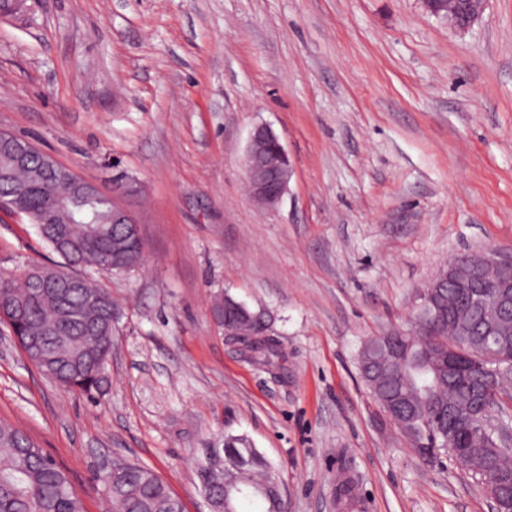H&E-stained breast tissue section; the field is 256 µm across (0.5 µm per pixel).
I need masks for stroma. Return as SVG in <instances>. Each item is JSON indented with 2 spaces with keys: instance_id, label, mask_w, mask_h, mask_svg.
Masks as SVG:
<instances>
[{
  "instance_id": "stroma-1",
  "label": "stroma",
  "mask_w": 512,
  "mask_h": 512,
  "mask_svg": "<svg viewBox=\"0 0 512 512\" xmlns=\"http://www.w3.org/2000/svg\"><path fill=\"white\" fill-rule=\"evenodd\" d=\"M291 162L273 210L245 185L254 125ZM110 189L144 261L112 295L109 385L63 389L0 324V418L66 472L85 512L123 457L185 512H209L198 464L225 433L279 471L287 512H492L468 471L415 453L358 370L408 328L464 250L512 248V0L457 31L421 0H25L0 19V131ZM0 211V273L61 264ZM227 294L269 317L280 376L210 315Z\"/></svg>"
}]
</instances>
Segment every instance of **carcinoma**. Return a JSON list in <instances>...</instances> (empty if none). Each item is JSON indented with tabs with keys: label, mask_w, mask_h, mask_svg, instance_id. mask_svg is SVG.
I'll return each instance as SVG.
<instances>
[{
	"label": "carcinoma",
	"mask_w": 512,
	"mask_h": 512,
	"mask_svg": "<svg viewBox=\"0 0 512 512\" xmlns=\"http://www.w3.org/2000/svg\"><path fill=\"white\" fill-rule=\"evenodd\" d=\"M43 156L35 152L26 169L14 173L0 192L21 190L22 206L39 224L50 213L53 198L70 192L69 185L42 168ZM76 244L88 267L112 263L119 254L125 264L139 266V242L123 240L116 250L112 225L95 230L87 224H56ZM27 281L5 279L7 303L21 306L17 324L20 347L37 340L54 363L45 367L47 377L88 395L100 393L106 379L98 370L99 358L112 351L105 336H87L83 322L106 319L112 297L92 281L65 294L39 288L37 282L57 275L53 267L35 269ZM429 309L418 305L410 330L392 331L369 339L360 353V371L375 401L428 462L445 453L462 459L478 481L512 474V448H503L477 433L481 411L507 408L512 403V330L503 336H486L468 323L445 321L436 332H425ZM116 479L104 477L112 512H174L178 498L149 467L122 459ZM276 468L258 453L251 466H224V479L243 489L231 492L232 512H264L268 503L258 492ZM336 497L346 507L355 501L354 480L341 477ZM0 512H83L81 502L65 472L12 423L0 419Z\"/></svg>",
	"instance_id": "carcinoma-1"
}]
</instances>
